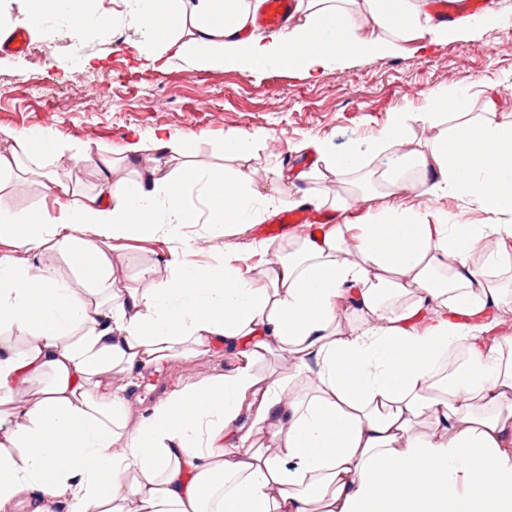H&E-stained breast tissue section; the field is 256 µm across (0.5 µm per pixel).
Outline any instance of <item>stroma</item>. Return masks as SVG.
Returning <instances> with one entry per match:
<instances>
[{
    "label": "stroma",
    "mask_w": 512,
    "mask_h": 512,
    "mask_svg": "<svg viewBox=\"0 0 512 512\" xmlns=\"http://www.w3.org/2000/svg\"><path fill=\"white\" fill-rule=\"evenodd\" d=\"M113 11L110 27L73 40L57 21L43 37H29V51L0 50V128L24 133L38 128L59 131L72 149L94 143L120 150L131 136L150 138L167 128L186 160L203 169L224 165V136L262 133L248 165L261 184L321 168L317 155L290 152L302 139L328 141L336 150L364 152L365 169L386 167L391 152L367 148L394 112L424 111L431 93L444 86L490 81L487 93L502 115H512V0H495L493 27L431 45L412 54L363 55L330 67L318 79L305 80L280 70L246 72L237 68L203 69L187 59L145 68L137 48L145 34L130 19L122 0H101ZM99 57L102 68L80 65ZM254 228L206 240L195 256L198 264L216 266L224 252L243 253L247 265L262 258L249 255L257 241ZM174 236L129 240L113 250L116 272L129 283L148 267L157 279L168 272L163 259L175 247ZM234 356L216 349L199 357H177L158 373L146 374L130 388L137 409L153 407L166 396L209 376L232 370Z\"/></svg>",
    "instance_id": "35a3bbf8"
}]
</instances>
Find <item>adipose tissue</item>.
<instances>
[{"label":"adipose tissue","mask_w":512,"mask_h":512,"mask_svg":"<svg viewBox=\"0 0 512 512\" xmlns=\"http://www.w3.org/2000/svg\"><path fill=\"white\" fill-rule=\"evenodd\" d=\"M34 35L62 20L73 39L106 27L85 0H16ZM147 39L140 57L165 55L248 72L308 79L348 58L424 49L491 23L461 15L435 23L429 0H299L302 24L276 37L252 29L262 0H124ZM480 83L429 99L431 141L408 135L391 113L370 146L397 148L390 167L363 172L358 194L339 195L336 223L298 230L288 253L258 274L238 258L191 261L201 240L261 221V187L247 162L256 135L224 137L238 167L209 175L188 163L140 161L175 150L166 129L118 156L84 146L73 170L93 167L98 189L34 168L64 153L53 129H0V184L41 179L51 204L0 210V506L15 512H512V336L499 314L512 306V120ZM482 98L483 110L470 114ZM324 163L304 195L359 169L360 151L311 144ZM138 169L113 180L116 162ZM198 190L201 208L187 202ZM421 196L468 200L496 223L457 220ZM379 202L361 224L354 202ZM175 235L170 278L141 271L118 286L112 245ZM76 275L61 278L56 259ZM356 312L351 327L341 307ZM234 351L235 369L135 414L113 377L157 372L178 356ZM462 364L444 371L453 352ZM276 352L290 365L265 376L254 364ZM309 390L294 392L301 381ZM426 418L430 431L413 425ZM271 434L263 447L259 435Z\"/></svg>","instance_id":"adipose-tissue-1"}]
</instances>
